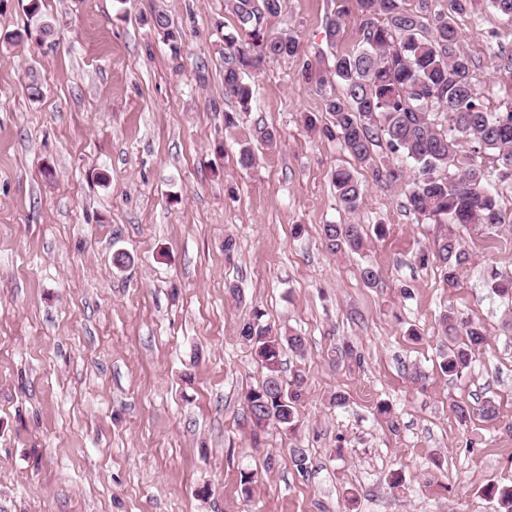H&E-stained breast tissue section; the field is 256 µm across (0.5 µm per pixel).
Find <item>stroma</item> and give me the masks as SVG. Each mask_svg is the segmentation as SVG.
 I'll return each mask as SVG.
<instances>
[{
	"label": "stroma",
	"instance_id": "35a3bbf8",
	"mask_svg": "<svg viewBox=\"0 0 512 512\" xmlns=\"http://www.w3.org/2000/svg\"><path fill=\"white\" fill-rule=\"evenodd\" d=\"M28 4L0 0V512H499L487 490L512 487V300L490 275H512V223L459 228L471 261L450 291L416 258L442 227L409 211L402 184L363 170L358 207L340 204L332 173L356 163L302 122L327 123L340 87L300 69L360 47L357 0H284L269 22L299 52L250 76L244 126L278 137L255 142L247 171L224 130V0H40L38 21ZM158 12L184 31L178 53L151 25ZM456 25L488 109L512 101L493 56L512 52V25L487 0ZM326 224L370 237L334 254ZM448 306L487 334L458 377L439 368ZM257 309L306 338L282 356L284 379L305 376L292 434L255 437L246 420L263 370L240 329ZM347 343L360 364L336 362Z\"/></svg>",
	"mask_w": 512,
	"mask_h": 512
}]
</instances>
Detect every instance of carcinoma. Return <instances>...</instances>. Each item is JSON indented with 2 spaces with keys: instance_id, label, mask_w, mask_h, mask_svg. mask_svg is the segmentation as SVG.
Masks as SVG:
<instances>
[{
  "instance_id": "obj_1",
  "label": "carcinoma",
  "mask_w": 512,
  "mask_h": 512,
  "mask_svg": "<svg viewBox=\"0 0 512 512\" xmlns=\"http://www.w3.org/2000/svg\"><path fill=\"white\" fill-rule=\"evenodd\" d=\"M225 10L236 21L234 31L224 35V95L237 109L224 112V130L239 133L237 162L243 169L257 164L251 137L271 144L276 134L243 128V116L252 110L253 90L246 77L263 64L298 55L299 43L288 33L267 30L271 17L281 14L283 0H224ZM362 48L334 57L327 71L312 73L305 63L301 73L316 77L323 86L334 79L340 93L326 100L330 123L321 128L336 137L359 164L387 183H401L413 213L434 224L447 225L431 247L420 251L419 263H432L442 286L459 285L460 270L470 262V253L454 227L506 223L494 182L512 176V102L500 111L489 110L480 92V65L462 45L455 16L472 12L475 0H447V10L435 9V0H358ZM155 31L172 53H178L183 33L158 12L152 18ZM386 141L395 163L376 153ZM497 162L491 171L482 165L485 156ZM340 203L354 209L363 187L346 169L333 174ZM360 224H325L322 243L332 253L358 252L364 247ZM255 311L240 330L252 346L264 370L261 382L244 396L246 417L253 436L268 428L294 433L300 422L304 376L286 383L281 376L284 349L300 353L305 337L295 332L278 333ZM448 338V351L440 355V369L461 375L486 340L485 327L464 320L451 310L440 320ZM452 409L462 426L471 421L473 407L456 400Z\"/></svg>"
}]
</instances>
